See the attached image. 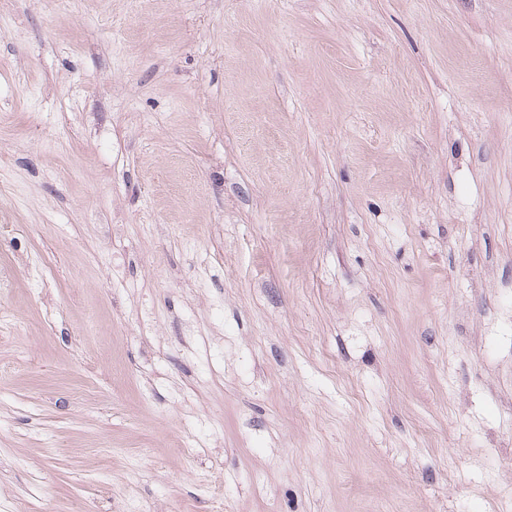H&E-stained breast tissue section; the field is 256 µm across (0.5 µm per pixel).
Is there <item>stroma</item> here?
I'll use <instances>...</instances> for the list:
<instances>
[{
  "label": "stroma",
  "mask_w": 512,
  "mask_h": 512,
  "mask_svg": "<svg viewBox=\"0 0 512 512\" xmlns=\"http://www.w3.org/2000/svg\"><path fill=\"white\" fill-rule=\"evenodd\" d=\"M0 512H512V0H0Z\"/></svg>",
  "instance_id": "obj_1"
}]
</instances>
